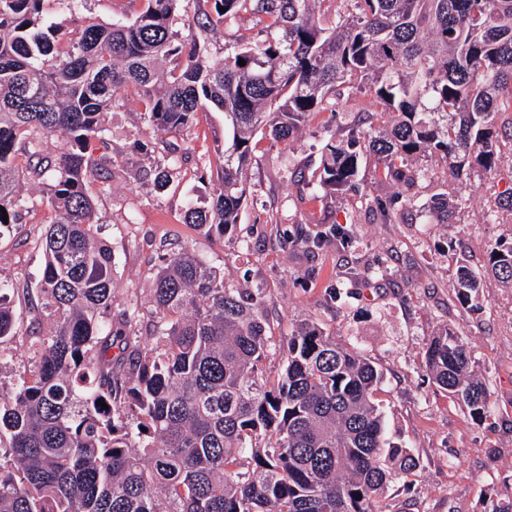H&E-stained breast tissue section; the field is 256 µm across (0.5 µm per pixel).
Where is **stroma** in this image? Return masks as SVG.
<instances>
[{"label":"stroma","mask_w":512,"mask_h":512,"mask_svg":"<svg viewBox=\"0 0 512 512\" xmlns=\"http://www.w3.org/2000/svg\"><path fill=\"white\" fill-rule=\"evenodd\" d=\"M138 0H45L49 22L71 30L89 22H124ZM325 115L312 118L289 147L253 142L246 169L250 196L241 222L225 235L186 223L190 200L212 193L224 164V115L198 112L193 125L173 136L151 127L135 96L105 113L112 132L111 172H97L90 189L100 238L112 252L117 298L108 315L119 319L127 304L152 310L154 275L163 254L182 246L220 269L224 281L265 296L277 346L287 347L298 324H321L337 343L369 357L383 374L379 398L388 434L419 457L420 476L411 489L387 491L393 512H494L512 506V288L487 280L479 308L463 311L454 300L457 265L479 270L496 239L512 241V213L495 223L485 216L499 193L512 187V157L496 173L468 183L460 223L429 224L422 203L439 192L448 170L438 160L416 204L400 208L396 220L373 218L360 195H323L289 179L290 168L314 174L326 136ZM173 143L180 169L166 189L145 170L153 152ZM32 200L20 223L0 234V288L6 289L21 335L35 332L30 299L42 275L40 237L51 212L37 186H23ZM351 232L348 246L290 245V234L318 235L324 225ZM455 325L468 344L475 369L491 391V415L473 420L465 407L425 375L423 355L439 327Z\"/></svg>","instance_id":"35a3bbf8"}]
</instances>
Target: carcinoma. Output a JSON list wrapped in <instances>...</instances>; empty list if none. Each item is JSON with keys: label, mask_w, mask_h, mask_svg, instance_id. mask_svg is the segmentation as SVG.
<instances>
[{"label": "carcinoma", "mask_w": 512, "mask_h": 512, "mask_svg": "<svg viewBox=\"0 0 512 512\" xmlns=\"http://www.w3.org/2000/svg\"><path fill=\"white\" fill-rule=\"evenodd\" d=\"M43 2L0 0V233L28 205L25 181L54 213L38 332L18 336L0 289V363L8 343L31 356L0 398V512H390V483L411 487L419 457L387 436L382 373L322 326L299 325L280 374L264 375L276 351L264 295L224 284L187 249L162 260L147 336L136 306L116 326L99 322L115 298L112 253L95 235L87 183L112 158L93 159L88 145L109 138L103 115L129 89L170 133L208 106L223 112L232 137L214 200L186 215L222 235L240 223L254 136L288 145L310 117L336 112L347 84L382 110L327 132L312 198L355 186L368 153L373 178L412 201L428 176L422 157L460 181L512 155V0H213L214 25L249 14L266 32L218 61L173 28L182 0H142L123 24L67 36ZM339 2L349 7L332 22L325 4ZM177 169L164 152L154 183ZM365 200L392 223V197ZM462 202L455 187L434 194L428 223H452ZM487 262L512 288V243L489 245ZM481 287V273L457 267L461 306L476 309ZM424 367L474 420L489 416V387L453 327L433 336Z\"/></svg>", "instance_id": "1"}]
</instances>
